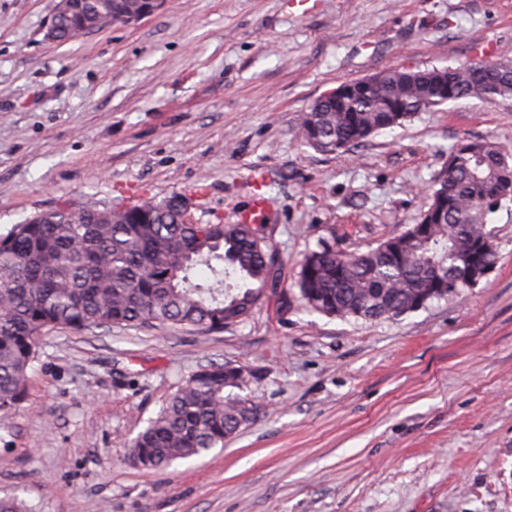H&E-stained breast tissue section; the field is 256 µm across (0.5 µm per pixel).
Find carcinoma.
<instances>
[{
	"mask_svg": "<svg viewBox=\"0 0 512 512\" xmlns=\"http://www.w3.org/2000/svg\"><path fill=\"white\" fill-rule=\"evenodd\" d=\"M138 0H82L57 29L75 40L125 22ZM366 95L327 100L302 115L297 138L336 153L401 125L418 112L472 98L512 99V61L478 57L456 67L379 73ZM448 84V100L437 93ZM512 201V150L487 141L453 147L434 179L431 201L403 232L365 251L321 239L299 263L293 287L309 312L327 317L397 319L468 287L459 280L478 244L495 265L488 216ZM183 199L100 208L95 204L38 213L0 235V412L23 402L40 337L54 328L180 326L220 330L245 318L260 298L278 297L277 250L266 225L189 224ZM223 265L242 284H195L198 264ZM240 366L215 364L192 374L130 442L131 460L147 470L202 456L253 421L258 405L233 395L247 387ZM0 512H35L16 496H0Z\"/></svg>",
	"mask_w": 512,
	"mask_h": 512,
	"instance_id": "1",
	"label": "carcinoma"
}]
</instances>
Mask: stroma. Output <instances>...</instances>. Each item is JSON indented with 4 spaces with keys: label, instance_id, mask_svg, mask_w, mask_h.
<instances>
[{
    "label": "stroma",
    "instance_id": "1",
    "mask_svg": "<svg viewBox=\"0 0 512 512\" xmlns=\"http://www.w3.org/2000/svg\"><path fill=\"white\" fill-rule=\"evenodd\" d=\"M58 0H0V234L55 208L177 195L236 219L267 184L287 306L220 331L53 329L0 412V496L37 512H512V205L498 263L397 319L305 311L318 239L367 249L427 209L449 148H512V99H461L324 154L295 136L341 83L391 67L512 61V0H163L59 43ZM254 372L257 418L207 455L146 470L127 443L214 363Z\"/></svg>",
    "mask_w": 512,
    "mask_h": 512
}]
</instances>
